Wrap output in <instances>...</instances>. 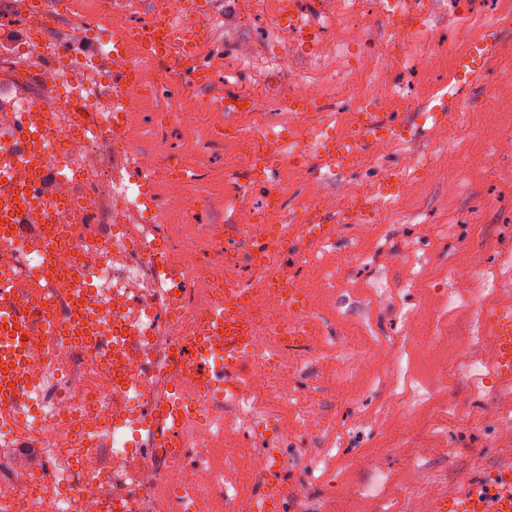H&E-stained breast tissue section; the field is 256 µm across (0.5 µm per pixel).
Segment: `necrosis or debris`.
Returning a JSON list of instances; mask_svg holds the SVG:
<instances>
[{
  "label": "necrosis or debris",
  "mask_w": 512,
  "mask_h": 512,
  "mask_svg": "<svg viewBox=\"0 0 512 512\" xmlns=\"http://www.w3.org/2000/svg\"><path fill=\"white\" fill-rule=\"evenodd\" d=\"M95 41L94 59L66 63L51 89L36 91L44 111L94 115L95 131L83 148L55 153L74 202L73 221L81 226L60 250L59 259L79 263L87 302L94 309L107 308L115 266L123 264L126 289L137 301L119 320L134 327L136 335L118 374L107 354L90 357L70 339L53 345L52 363L37 353L29 356L28 373L51 377L52 386L32 395L23 423L27 432L45 434L48 467L57 480L47 484L0 459L9 483L8 490L0 492V512H151V491L160 482L191 498V512H207V504L224 502V472L210 459L211 449L223 442V396L207 391L195 395L203 421L181 434L194 452L187 462L174 461L161 448L144 454L142 431L128 427L126 421L128 415H146L153 404L170 398L169 355L180 333L194 322L195 294L179 290L167 277L164 259H189L194 277L216 298L243 276L259 288L263 277L252 239L264 227L247 228L244 238L230 246L206 237L185 246L170 225L150 221L138 196L122 182L111 181L109 189H102L98 170L87 163L85 151L110 153L113 131L132 125L139 112L102 103L99 73L112 59V37L99 34ZM116 240L124 244L118 258L112 251ZM238 333L253 343L247 389L253 398H262L271 390L261 381V366L272 342L254 331L249 315L241 320ZM105 448L112 451L107 460L101 455Z\"/></svg>",
  "instance_id": "4bbe7bcc"
}]
</instances>
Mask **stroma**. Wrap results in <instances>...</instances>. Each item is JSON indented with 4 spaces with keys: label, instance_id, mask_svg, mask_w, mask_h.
<instances>
[{
    "label": "stroma",
    "instance_id": "1",
    "mask_svg": "<svg viewBox=\"0 0 512 512\" xmlns=\"http://www.w3.org/2000/svg\"><path fill=\"white\" fill-rule=\"evenodd\" d=\"M196 65L209 84L188 96L146 100L159 112L189 106L187 127L140 122L114 141L111 157L90 161L123 171L128 153L181 155L193 183L162 185L161 208L189 205L183 230L233 224L241 209L268 223L266 184L284 190L276 219L291 224L325 210L340 226L334 247L289 256L310 286L321 334L281 391L254 409L233 410L224 442L238 456L223 464L226 486L253 485L258 451L250 437L270 428L285 481L299 488L286 512H411L414 502L464 488L467 477L512 464V394L499 387L492 351L478 334L479 308L512 301V0H410L423 28L389 35L377 0H327L308 48L279 25V0H212ZM498 27L490 66L473 84L452 88L457 53ZM311 92L317 110L291 129L280 100ZM253 96L252 111L228 112L226 96ZM402 107H386L388 96ZM446 96L453 118L423 130L422 114ZM375 103L380 120L417 135L372 146L356 167L308 155L307 146L358 102ZM287 131L272 169L257 171L236 155L242 141ZM395 185L367 224L347 223L336 199ZM316 185L318 199L307 196Z\"/></svg>",
    "mask_w": 512,
    "mask_h": 512
}]
</instances>
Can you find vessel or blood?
Here are the masks:
<instances>
[{"label": "vessel or blood", "instance_id": "vessel-or-blood-1", "mask_svg": "<svg viewBox=\"0 0 512 512\" xmlns=\"http://www.w3.org/2000/svg\"><path fill=\"white\" fill-rule=\"evenodd\" d=\"M85 0H31L23 18L26 32L41 30L56 23L60 13L80 15ZM121 0H112L107 11L88 17V25L111 28L113 47L118 58L100 77L102 87L114 100L131 95L142 82L146 63L169 64L178 69L172 84L177 88L208 84L211 75L203 68L186 69L185 64L197 56L203 37L199 30L178 14L153 12L149 20L135 28L113 26L112 17ZM380 13L391 32L419 26L422 14L408 10V0H379ZM324 13V0H282L281 23L298 39L309 32ZM59 52L71 61L92 57L86 41L78 36H59ZM493 54L491 41L482 39L465 45L456 57L458 82L476 80ZM91 129L88 117L73 113L67 127H60L37 101L24 94L0 91V246L26 245L37 252L38 269L30 281L26 296H18L11 267H0V424L18 421L21 411L37 389V382L26 374L25 361L36 348H49L52 337L78 336L89 354L98 351L99 311L86 308L79 264L61 265L57 260L58 242L72 235L76 227L69 224L68 190L59 169L48 153V142L62 140L76 143ZM408 127L387 123L371 109L361 110L350 130L326 132L316 140L313 151L326 160L355 152L362 153L379 142H391L408 134ZM378 204L377 199H361L346 208L348 222L368 223ZM336 225L326 215H317L307 224H276L257 240L265 278L277 295L282 316L258 321L271 334L281 337L289 351H308L319 333L309 293L297 275H283L273 267L279 254L300 251L304 246L334 241ZM65 293L72 308L63 320L52 318L49 303L55 293ZM247 285L228 295L223 302L205 305L201 325L185 330L171 361L175 403H165L152 412V433L172 442L182 432L188 415L196 407L189 394L215 390L225 401L237 400L245 381L242 370L251 355L249 348L227 327L253 308ZM480 336L493 351L494 374L501 385L512 386V303L481 306ZM224 357V372L216 374L209 353ZM253 442L267 463V474L257 491L249 496L232 493L236 512H285L289 496L281 476L280 455L267 447L264 434L257 433ZM426 512H512V465L491 469L478 478L469 479L461 494L432 497Z\"/></svg>", "mask_w": 512, "mask_h": 512}]
</instances>
